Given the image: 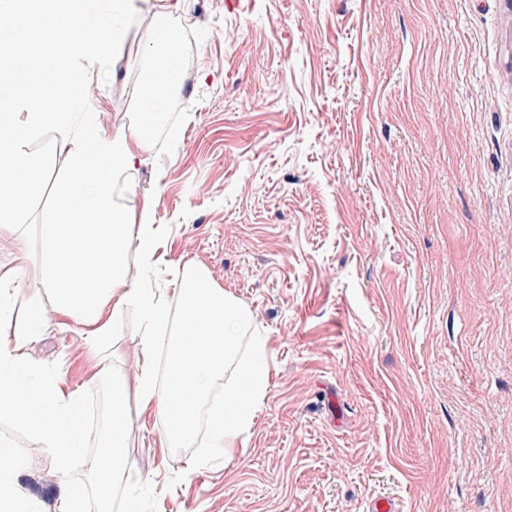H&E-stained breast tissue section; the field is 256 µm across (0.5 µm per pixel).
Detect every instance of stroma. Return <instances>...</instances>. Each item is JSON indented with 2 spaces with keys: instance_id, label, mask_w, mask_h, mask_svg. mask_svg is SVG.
<instances>
[{
  "instance_id": "35a3bbf8",
  "label": "stroma",
  "mask_w": 512,
  "mask_h": 512,
  "mask_svg": "<svg viewBox=\"0 0 512 512\" xmlns=\"http://www.w3.org/2000/svg\"><path fill=\"white\" fill-rule=\"evenodd\" d=\"M193 70L134 174L168 227L164 286L191 261L269 338L244 447H152L129 408L112 512H512V0H179ZM152 49L92 74L105 128L137 113ZM125 308L104 346L131 371ZM76 330L39 344L96 408ZM24 489L99 497L83 461L0 421Z\"/></svg>"
}]
</instances>
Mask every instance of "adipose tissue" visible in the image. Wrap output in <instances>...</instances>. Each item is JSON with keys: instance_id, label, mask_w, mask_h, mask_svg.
Listing matches in <instances>:
<instances>
[{"instance_id": "adipose-tissue-1", "label": "adipose tissue", "mask_w": 512, "mask_h": 512, "mask_svg": "<svg viewBox=\"0 0 512 512\" xmlns=\"http://www.w3.org/2000/svg\"><path fill=\"white\" fill-rule=\"evenodd\" d=\"M174 9L172 0H152L146 10L137 0H10L0 10V93L13 99L12 108H0V322L10 318L6 303L18 293L36 311L0 337V418L23 424L50 448L60 475L83 460L103 500L126 467L130 403L161 420L159 447L185 448L202 434L229 458L252 428L269 382L267 337L206 264L184 265L166 288L148 278L164 258L155 201L145 196L131 211L122 199L152 147L145 119L163 114L164 92L146 79L137 91L138 118L110 132L100 118L83 117L76 93L86 77L73 58L115 62L132 33L153 45ZM30 25L52 34L55 67L48 86L22 89L16 78L29 71L30 57L14 34ZM37 140L49 141L51 153L34 150ZM53 155L67 175L55 184L53 210L32 230L30 203ZM129 304L143 323L134 371L101 367L96 381L106 403L88 439L75 428L84 397L49 376L37 345L56 320L78 326L81 348L98 350ZM91 442L98 454L84 455ZM22 471L11 437L0 433V512H42L20 483Z\"/></svg>"}]
</instances>
